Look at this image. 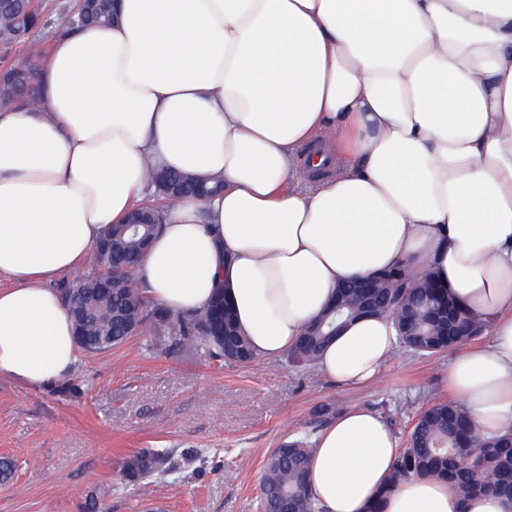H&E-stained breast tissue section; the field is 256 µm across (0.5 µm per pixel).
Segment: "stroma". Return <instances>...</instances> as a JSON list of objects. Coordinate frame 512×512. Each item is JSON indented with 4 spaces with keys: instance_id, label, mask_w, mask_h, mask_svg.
Returning a JSON list of instances; mask_svg holds the SVG:
<instances>
[{
    "instance_id": "35a3bbf8",
    "label": "stroma",
    "mask_w": 512,
    "mask_h": 512,
    "mask_svg": "<svg viewBox=\"0 0 512 512\" xmlns=\"http://www.w3.org/2000/svg\"><path fill=\"white\" fill-rule=\"evenodd\" d=\"M69 0H47L50 24L25 42L0 47V62L47 60ZM452 353L421 357L396 349L380 378L352 388L294 362L289 355L225 365L188 351L145 354L140 340L107 353L79 355L65 377L79 389L24 387L0 377V458L14 464L0 484V512H85L103 485L101 512H258L265 459L285 440L317 435L334 413L364 407L380 414L397 437L417 413L448 399ZM141 448L175 457L182 469L137 484L123 464Z\"/></svg>"
}]
</instances>
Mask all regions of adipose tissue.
<instances>
[{
    "instance_id": "ef3b65f1",
    "label": "adipose tissue",
    "mask_w": 512,
    "mask_h": 512,
    "mask_svg": "<svg viewBox=\"0 0 512 512\" xmlns=\"http://www.w3.org/2000/svg\"><path fill=\"white\" fill-rule=\"evenodd\" d=\"M112 27L59 36L37 105L0 109V376L35 387L74 366L50 283L144 199L146 166L220 175L165 208L135 279L181 313L223 285L259 356L291 349L339 282L427 267L489 342L448 385L486 436L512 429V0H119ZM336 138L348 157L315 148ZM332 178L301 188L300 147ZM390 320L349 324L318 369L356 386L393 355ZM397 437L375 411L315 438L321 512H512L448 483L387 482Z\"/></svg>"
}]
</instances>
